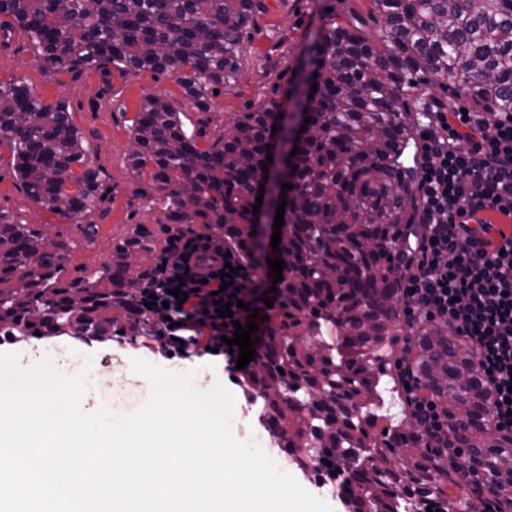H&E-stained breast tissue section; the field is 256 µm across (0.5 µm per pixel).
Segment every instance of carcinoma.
<instances>
[{
  "instance_id": "1",
  "label": "carcinoma",
  "mask_w": 512,
  "mask_h": 512,
  "mask_svg": "<svg viewBox=\"0 0 512 512\" xmlns=\"http://www.w3.org/2000/svg\"><path fill=\"white\" fill-rule=\"evenodd\" d=\"M318 35L319 97L307 107L294 186L278 257L285 263L281 309L269 320L253 368L241 379L262 397L271 434L296 462L342 469L351 512H409L435 500L459 512L451 489L464 465H478L509 498L512 444L489 424L491 394L467 346L447 325L407 326L400 271L420 240L415 192L419 143L407 96L431 78L489 112H512V0H368ZM264 0H0V30H23L51 75L117 66L168 73L189 105L210 110L214 91L236 82L242 46ZM271 99L235 119L233 130L199 144L181 112L148 96L132 124L130 168L150 175L164 221L134 224L111 246L105 276L61 278L73 245L46 241L28 224L0 216V337L69 334L86 341L137 336V295L158 253L187 225L202 224L243 255L256 248L253 186L264 173ZM15 175L42 208L69 220L100 199L62 102H43L25 80L0 82V139ZM416 354L410 369L440 400L456 451L425 446L411 414L393 429L372 406L380 376L396 364L401 333Z\"/></svg>"
}]
</instances>
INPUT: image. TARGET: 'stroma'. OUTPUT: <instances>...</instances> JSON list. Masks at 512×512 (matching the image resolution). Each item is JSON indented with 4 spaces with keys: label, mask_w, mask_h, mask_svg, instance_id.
<instances>
[{
    "label": "stroma",
    "mask_w": 512,
    "mask_h": 512,
    "mask_svg": "<svg viewBox=\"0 0 512 512\" xmlns=\"http://www.w3.org/2000/svg\"><path fill=\"white\" fill-rule=\"evenodd\" d=\"M266 14L257 20V29L244 42V69L236 84L225 87L213 98L210 111L189 107L182 89L169 74L144 71L128 74L118 69L91 71L79 77L46 73L36 58L31 44L20 33L0 36V81L24 77L35 94L44 102H65L70 119L83 134L89 147V159L99 172L102 201L90 216L98 232L93 240L84 239L76 224L40 208L26 194L12 165L8 142L0 143V214L19 224H33L46 239L57 236L75 240L76 246L66 264L65 275L74 279L97 268L109 254L113 241L123 237L131 225L156 226L163 217L159 204L147 198L149 176H135L128 165L132 148L131 125L142 100L147 95H160L185 113L188 129L201 131L210 141L229 131L233 120L251 111L265 100L282 98L294 82L298 57L307 43V34L318 31L330 12L346 7L367 8V0H264ZM57 353L88 359L89 377L95 385L93 405L115 415L139 409L148 399L139 374L131 361L142 352L152 355L154 364L181 373L198 365H206L203 382L217 381L228 386L239 407L234 436L242 442L262 438L264 449L279 468L292 474L308 491L324 499L332 512H349L341 489L333 493L319 490L311 475L302 471L291 455L279 448L268 436L260 416L259 404L248 400L241 384L231 382L222 359L205 356L169 359L158 352L147 337L128 341L114 337L110 341L84 342L68 335L55 337ZM119 353H112V346Z\"/></svg>",
    "instance_id": "stroma-1"
}]
</instances>
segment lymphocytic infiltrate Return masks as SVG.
I'll return each mask as SVG.
<instances>
[{
	"label": "lymphocytic infiltrate",
	"instance_id": "f902f5d3",
	"mask_svg": "<svg viewBox=\"0 0 512 512\" xmlns=\"http://www.w3.org/2000/svg\"><path fill=\"white\" fill-rule=\"evenodd\" d=\"M422 133L418 220L423 234L405 265L400 305L408 321L429 319L464 338L491 393L490 422L512 435V113L463 111L438 100L427 105ZM235 269L222 286L225 265ZM270 271L229 252L222 238L186 228L172 238L140 293V313L163 352L183 358L213 348L235 371L215 300L234 303L233 318L249 310L267 315L263 302ZM180 296H172V289ZM407 402L428 445L445 450L454 433L438 399L418 382H405Z\"/></svg>",
	"mask_w": 512,
	"mask_h": 512
}]
</instances>
